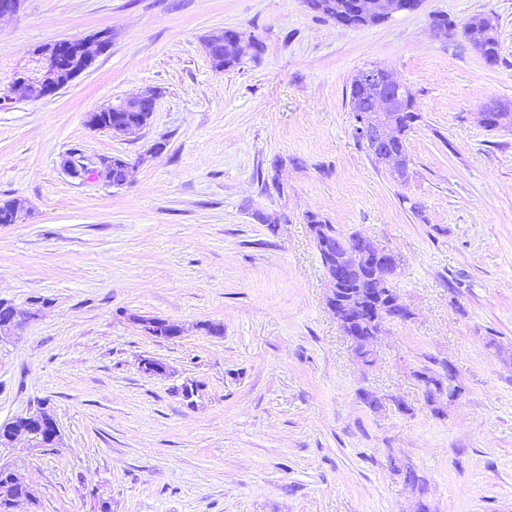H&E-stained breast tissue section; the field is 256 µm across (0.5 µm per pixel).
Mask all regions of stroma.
I'll return each mask as SVG.
<instances>
[{
  "instance_id": "35a3bbf8",
  "label": "stroma",
  "mask_w": 512,
  "mask_h": 512,
  "mask_svg": "<svg viewBox=\"0 0 512 512\" xmlns=\"http://www.w3.org/2000/svg\"><path fill=\"white\" fill-rule=\"evenodd\" d=\"M477 15L499 65L460 31ZM225 29L251 47L218 72L203 41ZM102 32L55 94L14 87L37 49ZM376 65L421 115L403 181L354 136L350 84ZM147 90L138 134L88 126ZM1 96L0 199L25 218L0 224V299L44 304L0 342V424L42 405L60 430L0 447L33 490L14 512H512V124L482 116L512 106V0H422L359 28L304 0H20ZM72 152L132 177L71 178ZM312 215L398 259L410 316L371 365L326 306ZM444 361L461 391L428 403L416 373Z\"/></svg>"
}]
</instances>
